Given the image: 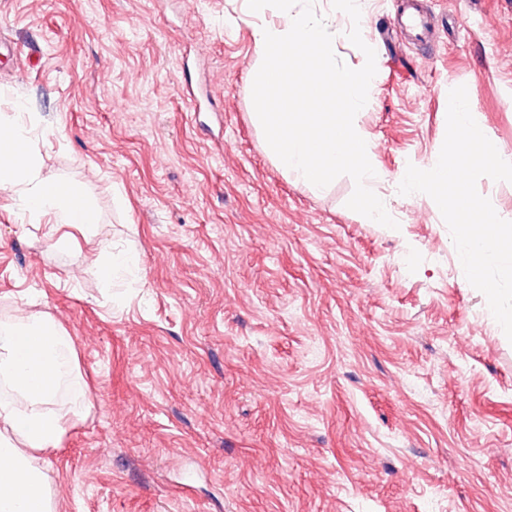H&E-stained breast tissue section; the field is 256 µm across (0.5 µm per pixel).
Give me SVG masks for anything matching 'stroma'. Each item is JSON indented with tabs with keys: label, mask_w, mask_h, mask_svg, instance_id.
Wrapping results in <instances>:
<instances>
[{
	"label": "stroma",
	"mask_w": 512,
	"mask_h": 512,
	"mask_svg": "<svg viewBox=\"0 0 512 512\" xmlns=\"http://www.w3.org/2000/svg\"><path fill=\"white\" fill-rule=\"evenodd\" d=\"M430 46L360 0L377 71L355 117L397 228L284 174L250 97L247 0H0V115L25 108L43 176L89 195L138 257L104 287L70 229L0 188V319L52 317L92 407L36 452L57 512H512V341L440 210L398 191L437 162L448 93L512 157V0H425ZM336 55L361 68L350 18Z\"/></svg>",
	"instance_id": "obj_1"
}]
</instances>
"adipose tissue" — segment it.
Returning a JSON list of instances; mask_svg holds the SVG:
<instances>
[{
  "label": "adipose tissue",
  "instance_id": "adipose-tissue-1",
  "mask_svg": "<svg viewBox=\"0 0 512 512\" xmlns=\"http://www.w3.org/2000/svg\"><path fill=\"white\" fill-rule=\"evenodd\" d=\"M0 187L14 191L18 210L31 223L46 218L74 227L90 242L100 235L94 202L76 185L42 176L32 148L0 150ZM71 360L69 338L50 317L0 323V380L14 393L13 399L0 401V512H54L33 454L57 447L68 420L89 411L90 401L77 382L69 414L50 408Z\"/></svg>",
  "mask_w": 512,
  "mask_h": 512
}]
</instances>
